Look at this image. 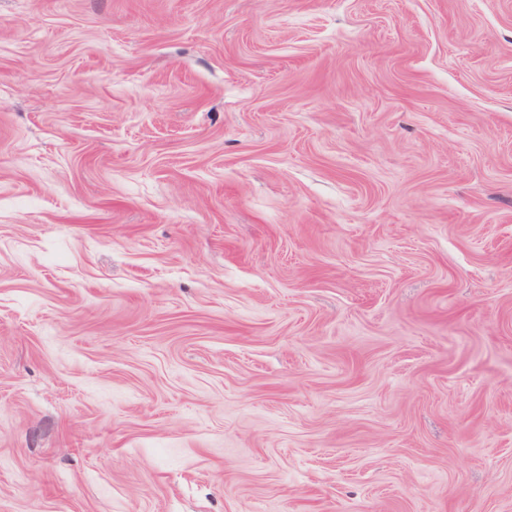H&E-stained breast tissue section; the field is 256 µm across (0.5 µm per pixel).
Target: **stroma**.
Masks as SVG:
<instances>
[{"mask_svg":"<svg viewBox=\"0 0 512 512\" xmlns=\"http://www.w3.org/2000/svg\"><path fill=\"white\" fill-rule=\"evenodd\" d=\"M0 512H512V0H0Z\"/></svg>","mask_w":512,"mask_h":512,"instance_id":"stroma-1","label":"stroma"}]
</instances>
